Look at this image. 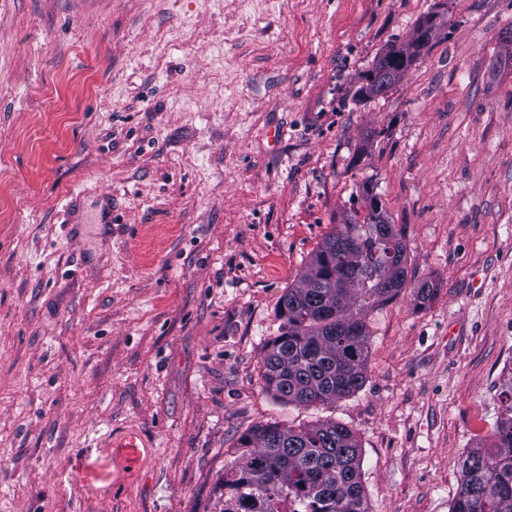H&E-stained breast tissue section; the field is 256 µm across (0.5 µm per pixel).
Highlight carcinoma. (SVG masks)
<instances>
[{"label": "carcinoma", "instance_id": "cac0c4a2", "mask_svg": "<svg viewBox=\"0 0 512 512\" xmlns=\"http://www.w3.org/2000/svg\"><path fill=\"white\" fill-rule=\"evenodd\" d=\"M447 24L445 14L431 13L409 40L386 45L358 78L353 98L379 96V69L389 72L388 87L403 81ZM363 201V220L351 214L334 225L311 254L300 284L281 296L277 335L261 366L264 387L278 401L328 404L365 386L366 318L407 287L408 256L404 227L393 223L366 184ZM500 402L493 443L465 455L449 512H512V374L501 384ZM239 448L224 474L223 512H368L361 446L342 423L260 424L240 437Z\"/></svg>", "mask_w": 512, "mask_h": 512}]
</instances>
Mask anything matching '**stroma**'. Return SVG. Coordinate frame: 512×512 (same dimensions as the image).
Returning a JSON list of instances; mask_svg holds the SVG:
<instances>
[{"label":"stroma","instance_id":"35a3bbf8","mask_svg":"<svg viewBox=\"0 0 512 512\" xmlns=\"http://www.w3.org/2000/svg\"><path fill=\"white\" fill-rule=\"evenodd\" d=\"M367 186L437 295L369 314L362 390L278 402L279 300ZM510 373L512 0H0V512H222L243 433L323 420L369 512H449ZM447 24L444 12L428 14L416 23L409 40L386 45L374 57L371 67L358 78L352 92L353 98L364 101L380 96L374 84L378 69H386L390 74L388 90L403 81L423 52L428 53L432 35L437 33L438 37L439 32L444 30Z\"/></svg>","mask_w":512,"mask_h":512}]
</instances>
